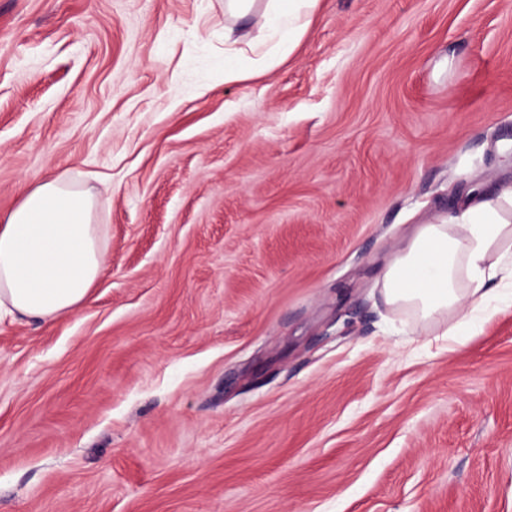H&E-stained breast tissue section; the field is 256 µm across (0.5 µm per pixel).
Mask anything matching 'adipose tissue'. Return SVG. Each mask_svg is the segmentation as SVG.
I'll list each match as a JSON object with an SVG mask.
<instances>
[{
  "mask_svg": "<svg viewBox=\"0 0 512 512\" xmlns=\"http://www.w3.org/2000/svg\"><path fill=\"white\" fill-rule=\"evenodd\" d=\"M319 0H266L265 27L276 41L269 62L289 57L314 21ZM107 251L90 191L47 179L0 221V315L44 323L68 316L89 298ZM512 280V183L474 189L469 201L412 230L391 257L383 294L419 319L455 317L461 335L473 314L507 302L491 288Z\"/></svg>",
  "mask_w": 512,
  "mask_h": 512,
  "instance_id": "adipose-tissue-1",
  "label": "adipose tissue"
}]
</instances>
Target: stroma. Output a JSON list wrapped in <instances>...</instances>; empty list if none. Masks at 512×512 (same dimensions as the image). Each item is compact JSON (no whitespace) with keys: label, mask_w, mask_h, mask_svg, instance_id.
Instances as JSON below:
<instances>
[{"label":"stroma","mask_w":512,"mask_h":512,"mask_svg":"<svg viewBox=\"0 0 512 512\" xmlns=\"http://www.w3.org/2000/svg\"><path fill=\"white\" fill-rule=\"evenodd\" d=\"M224 28L0 0V219L59 178L107 250L72 317L0 320V512H512V305L461 345L381 293L512 181V0H321L263 73Z\"/></svg>","instance_id":"35a3bbf8"}]
</instances>
